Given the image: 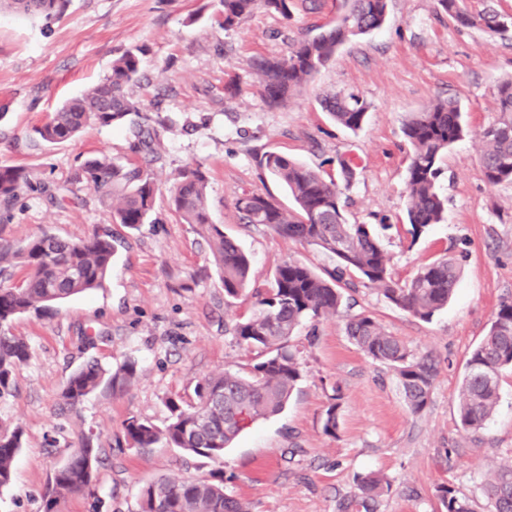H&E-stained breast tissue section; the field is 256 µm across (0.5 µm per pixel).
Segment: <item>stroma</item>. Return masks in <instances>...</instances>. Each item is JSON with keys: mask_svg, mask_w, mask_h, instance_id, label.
<instances>
[{"mask_svg": "<svg viewBox=\"0 0 512 512\" xmlns=\"http://www.w3.org/2000/svg\"><path fill=\"white\" fill-rule=\"evenodd\" d=\"M223 10L221 0H70L51 20L0 13V164L24 169L32 184L11 208L0 207V241L45 231L76 240L105 225L125 241L104 288L10 324L29 359L14 395L0 400V429L23 431L0 512H42L55 469L85 436L102 460L90 490L66 496L63 512H138L144 484L215 469L251 512H364L356 478L371 471L391 482L373 512H444L436 489L446 483L481 499L490 465L512 463V369L502 371L498 409L480 432L461 428L455 396L471 351L500 302L512 298V184L490 185L481 166L482 132L498 116L496 85L512 76V32L463 26L438 0H389L382 28L342 46L300 96L272 109L253 62L287 55L292 43L334 23L341 0H293L287 19L260 7L233 29L225 28ZM132 49L141 52L142 71L125 92L139 112L57 144L37 137L49 113L109 75L113 60ZM340 92L370 105L358 131L336 125L321 107L325 95ZM446 98L459 100L467 133L440 162L446 220L415 240L405 224L410 147L402 123ZM158 115L169 127L156 156L132 153L135 133ZM269 150L330 173L338 157L355 159L348 217L388 223L382 242L394 279L407 281L440 258L460 266L452 300L428 321L375 289L344 291L354 312L372 315L415 358L434 363L428 403L412 412L394 370L349 342L343 317H329L316 338L302 328L289 342L302 378L284 410L248 425L223 458L132 447L126 419L164 425L166 398L192 401L198 378L243 372L257 360L225 333L252 312V299L225 298L206 239L169 204L167 189L181 169L206 172L212 220L249 254L253 284L265 285L290 259L319 272L332 265L313 247L241 222L235 200L244 193L293 205L257 166ZM101 154L152 174L154 223L137 231L113 223L111 199L74 181L80 165ZM64 183L68 192H58ZM91 359L112 370L132 360L139 372L126 388L97 391L70 408L63 385ZM336 392L342 399L332 437L323 420Z\"/></svg>", "mask_w": 512, "mask_h": 512, "instance_id": "stroma-1", "label": "stroma"}]
</instances>
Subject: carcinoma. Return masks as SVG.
<instances>
[{
  "instance_id": "cac0c4a2",
  "label": "carcinoma",
  "mask_w": 512,
  "mask_h": 512,
  "mask_svg": "<svg viewBox=\"0 0 512 512\" xmlns=\"http://www.w3.org/2000/svg\"><path fill=\"white\" fill-rule=\"evenodd\" d=\"M68 0H0V9L51 18L64 12ZM224 28L238 26L258 5L291 16L292 0H222ZM348 7L336 25L294 44L285 57H263L255 69L265 103L284 106L353 38L380 29L387 18V0H346ZM442 8L456 13L459 22L491 33L501 32L506 17L497 13L469 15L459 0H438ZM141 70L139 51H127L112 63V73L87 93L65 101L37 129L47 143L70 140L90 126H110L139 111L124 87ZM498 117L482 134L481 164L491 185L512 183V78L496 87ZM323 109L343 128L361 129L369 104L350 93L323 100ZM403 134L410 146L406 182L408 233L417 240L433 224L445 219L446 199L437 189L439 161L465 134L461 105L456 99L437 100L409 114ZM159 136L156 128L136 133L130 149L136 154L154 153ZM258 167L281 182L295 204L284 209L270 194L248 193L235 206L245 224L263 226L276 234L313 246L334 258L333 269L320 275L300 261L279 265L267 288H248L250 259L238 243L213 223L207 200L208 180L198 168H185L169 187L170 203L186 224L198 226L213 249L224 285V296L236 299L248 291L255 311L233 322L228 335L239 344L257 350L262 359L241 374L226 371L199 379L194 387L196 404L184 406L167 398V424L159 428L151 421L131 417L123 424L126 438L137 448H152L163 442L184 452L219 459L244 429L259 418L280 412L295 390L301 373L289 339L305 323L316 324L344 306L342 284L354 279L382 293L394 306L422 320L448 305L458 280L452 259H439L421 266L403 284L389 271L379 229L382 224H351L346 216L342 188L351 185L356 167L349 158L338 160L336 174L313 170L275 151L257 157ZM74 180L86 181L112 200V219L137 230L147 223L154 206L157 185L151 174L135 167L120 166L102 156L86 160ZM31 184L24 170L0 165V204L9 208ZM118 240L106 226L78 240L62 239L43 232L21 244L0 242V398L16 387L18 369L27 361L29 346L10 334L9 323L28 312L46 313L73 295L104 286ZM22 267L26 276L16 278ZM345 334L350 342L373 360L390 365L410 409L421 412L428 403L434 369L417 360L406 346L372 316L348 317ZM512 367V299L500 303L495 317L466 362V371L456 393L458 418L465 431H478L491 419L499 401V376ZM138 373L137 363L127 361L110 371L96 360L71 373L63 398L75 407L100 389H116L130 383ZM340 396L326 411L324 433L338 429ZM23 432L0 430V487L12 483L16 456L22 448ZM102 449L88 438L72 449L53 477L54 495L45 499L43 512H60V501L68 494L89 489L101 462ZM365 501H376L389 490L390 482L378 473L357 477ZM488 512H512V465L490 469L484 483ZM445 512H476L472 501L450 485L438 488ZM139 512H249L242 500L226 493L224 471L193 480L159 479L139 493Z\"/></svg>"
}]
</instances>
